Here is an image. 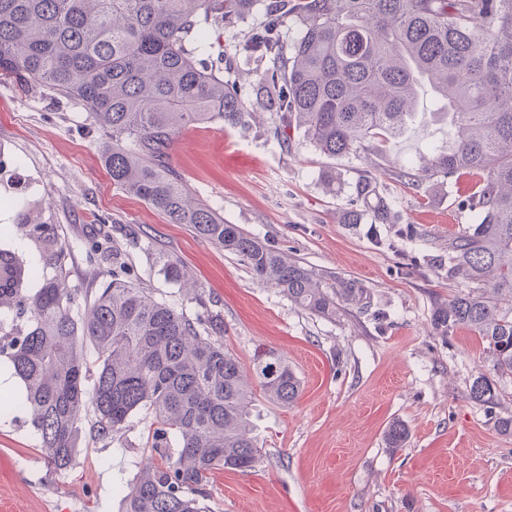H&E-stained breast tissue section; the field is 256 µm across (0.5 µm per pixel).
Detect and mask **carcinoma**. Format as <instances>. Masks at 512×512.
Here are the masks:
<instances>
[{"mask_svg":"<svg viewBox=\"0 0 512 512\" xmlns=\"http://www.w3.org/2000/svg\"><path fill=\"white\" fill-rule=\"evenodd\" d=\"M262 6L243 52L270 65L246 98L224 80V54L200 58L191 37L218 43ZM299 35L285 41L283 29ZM44 86L84 106L105 136L112 184L172 224L242 258L254 277L309 313L332 319L370 306L364 289L341 280L326 290L314 273L196 201L169 165L177 131L190 123L243 125L254 112L280 114L328 157L382 155L404 136L427 82L456 139L391 171L416 191L462 171L484 177L462 201L475 223L448 239V278L483 285L438 305L432 326L467 328L485 341L492 370L512 375V0H0V76ZM358 197L369 210L343 212L348 224H393L376 180ZM25 246L0 243V360L23 388L40 448L56 469L70 466L82 436L98 439L149 420V456L119 489L120 512H206L203 486L214 470L246 471L259 461L253 435L256 394L278 405L300 381L273 350L249 368L224 349L217 316L200 293L190 317L132 278L109 252L106 232L89 252L112 259L109 281L81 292L63 280L70 252L59 227L40 218L42 202L19 199ZM53 271L40 287L36 262ZM170 280L192 289L174 258ZM470 399L494 405L495 380L482 373ZM406 427L392 424L398 448ZM176 449H171V446Z\"/></svg>","mask_w":512,"mask_h":512,"instance_id":"1","label":"carcinoma"}]
</instances>
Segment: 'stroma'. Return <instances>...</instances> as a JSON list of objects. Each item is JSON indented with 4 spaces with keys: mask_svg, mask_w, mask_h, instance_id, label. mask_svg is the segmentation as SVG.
<instances>
[{
    "mask_svg": "<svg viewBox=\"0 0 512 512\" xmlns=\"http://www.w3.org/2000/svg\"><path fill=\"white\" fill-rule=\"evenodd\" d=\"M251 28L244 23L222 40L224 78L247 92L267 67L241 52ZM433 110L430 91L422 90L412 124L381 164L363 153L325 156L302 133L280 134L274 112L245 126L191 124L173 139L171 167L225 223L301 262L323 285L343 278L366 289L368 309L329 320L258 282L238 256L188 225L168 223L114 187L104 139L85 108L0 78V198L43 201L42 221L60 225L71 246L67 286L93 290L107 281L111 262L84 250L102 229L139 283L191 315L195 303L164 271L167 258L179 259L218 314L225 349L245 365L256 349H273L301 381L288 406L258 400L261 461L245 472H212L210 512H512V436L495 427L496 418L512 415V376L496 380L499 404L474 403L470 384L491 369L485 342L465 328L444 336L431 324L439 304L473 289L432 259L471 224L459 202L476 178L460 175L426 199L388 174L453 141V128ZM329 173L338 191L327 189ZM368 173L395 224L342 223ZM396 421L408 430L400 448L386 441ZM146 437L143 421L109 441L83 436L72 465L60 471L46 462L26 412L1 408L0 512H118L119 486L149 455Z\"/></svg>",
    "mask_w": 512,
    "mask_h": 512,
    "instance_id": "stroma-1",
    "label": "stroma"
}]
</instances>
